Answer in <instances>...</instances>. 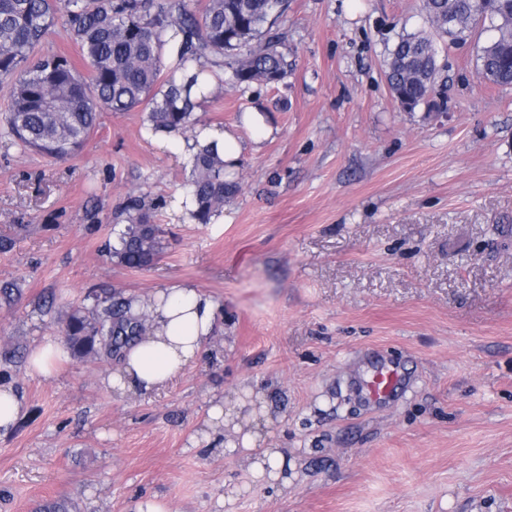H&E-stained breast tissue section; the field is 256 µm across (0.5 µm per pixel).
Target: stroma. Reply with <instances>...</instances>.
Masks as SVG:
<instances>
[{"label": "stroma", "mask_w": 512, "mask_h": 512, "mask_svg": "<svg viewBox=\"0 0 512 512\" xmlns=\"http://www.w3.org/2000/svg\"><path fill=\"white\" fill-rule=\"evenodd\" d=\"M276 28L291 74L238 92L219 83L195 114L238 128L241 188L210 223L174 209L185 163L104 112L55 162L0 129V347L60 340L91 291L137 298L177 282L219 305L220 330L164 391H112V360L43 377L0 361L25 402L0 434V512H512V87L483 82L491 28L437 41L445 109L403 111L384 50L428 30L420 0H286ZM261 101L273 134L240 117ZM167 230L133 271L104 245L130 199ZM404 378L389 401L376 366ZM293 463L287 491L254 480L201 433L212 403ZM232 503H225V495ZM399 383V374L393 367L381 366L374 371L369 380H366L365 390L370 399L382 402L389 398Z\"/></svg>", "instance_id": "stroma-1"}]
</instances>
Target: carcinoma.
I'll return each instance as SVG.
<instances>
[{"label":"carcinoma","instance_id":"carcinoma-1","mask_svg":"<svg viewBox=\"0 0 512 512\" xmlns=\"http://www.w3.org/2000/svg\"><path fill=\"white\" fill-rule=\"evenodd\" d=\"M430 27L451 42L485 23H498L494 39L479 47L478 75L512 86V0H421ZM68 16L87 75L62 55L32 59L51 33L58 12ZM272 0H0V82L10 86V106L0 117L5 134L23 150L64 160L82 149L100 113L147 110L148 133L164 131L197 140L194 111L206 100L210 78L227 74L233 87L274 85L292 63L272 31ZM385 77L399 106L432 102L442 68L432 37L401 35L386 49ZM183 198L200 224L224 207L238 182L208 145L196 144ZM126 224L107 252L130 270L151 267L163 251V229L150 209L133 199ZM121 290L89 293L61 321L70 356L116 361L146 331L150 319L132 311Z\"/></svg>","mask_w":512,"mask_h":512}]
</instances>
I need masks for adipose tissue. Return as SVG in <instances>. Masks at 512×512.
I'll use <instances>...</instances> for the list:
<instances>
[{
  "label": "adipose tissue",
  "mask_w": 512,
  "mask_h": 512,
  "mask_svg": "<svg viewBox=\"0 0 512 512\" xmlns=\"http://www.w3.org/2000/svg\"><path fill=\"white\" fill-rule=\"evenodd\" d=\"M151 328L126 353L118 372L108 377L113 390L152 392L167 386L195 363L218 327L217 304L200 288L178 283L145 301ZM230 451L243 455L254 479L287 482L291 464L277 448H265L252 431H238Z\"/></svg>",
  "instance_id": "adipose-tissue-1"
}]
</instances>
